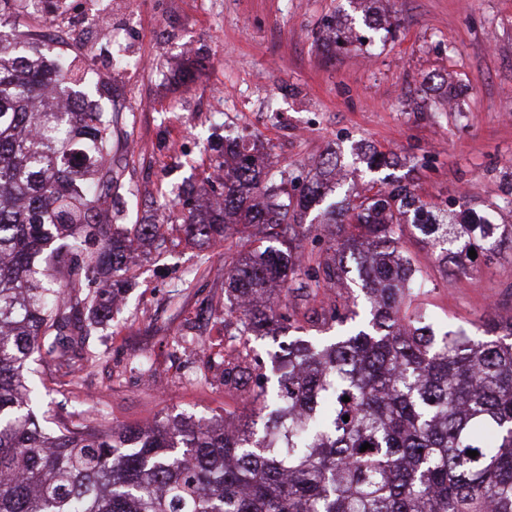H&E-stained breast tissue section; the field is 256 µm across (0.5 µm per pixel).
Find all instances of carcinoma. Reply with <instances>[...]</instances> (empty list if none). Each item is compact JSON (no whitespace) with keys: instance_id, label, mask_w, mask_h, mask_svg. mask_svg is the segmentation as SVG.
Here are the masks:
<instances>
[{"instance_id":"1","label":"carcinoma","mask_w":512,"mask_h":512,"mask_svg":"<svg viewBox=\"0 0 512 512\" xmlns=\"http://www.w3.org/2000/svg\"><path fill=\"white\" fill-rule=\"evenodd\" d=\"M50 0H0V18ZM72 62L54 68L23 29L0 37V512H512V317L480 315L476 331L435 327L413 306L428 279L403 248L406 227L458 274L512 259V226L439 221L407 184L371 196L350 187L325 206L351 227L305 253L312 206L336 188V157L307 191L270 155L230 144L221 204L186 225L206 243L241 223L248 247L224 266V313L240 349L218 363L251 422L190 416L149 432L86 429L71 415L47 427L30 381L43 358L70 373L112 316L127 255L156 224L112 223L93 189L112 193V113L84 93ZM73 112L39 105L48 92ZM370 171L395 167L364 152ZM66 251L67 264L46 260ZM354 281L363 312L333 304L310 320L324 336H291L295 307ZM279 348L267 374L251 337ZM349 397L344 402L342 398ZM349 420H343V417ZM371 448L361 451L362 445ZM476 451L474 458L467 451Z\"/></svg>"}]
</instances>
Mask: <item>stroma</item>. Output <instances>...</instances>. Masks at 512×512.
I'll use <instances>...</instances> for the list:
<instances>
[{
  "mask_svg": "<svg viewBox=\"0 0 512 512\" xmlns=\"http://www.w3.org/2000/svg\"><path fill=\"white\" fill-rule=\"evenodd\" d=\"M88 15L125 29L145 69L116 72L111 48L80 22ZM23 22L47 63L63 53L93 71L117 117L115 222L161 219L168 238L131 266L135 288L90 340L98 360L44 375L54 413L103 412L138 431L191 414L250 420L249 404L201 381L207 358L169 343L190 323L204 338L235 331L213 270L242 239L200 245L182 228L184 189L194 187L201 214L219 189L213 136L262 144L306 181L338 156L342 184L380 179L352 165V150L374 148L393 154L395 175L449 223L493 213L512 225V0H63ZM405 247L434 285L422 302L437 326L468 325L491 305L512 315V262L483 260L459 278L415 236Z\"/></svg>",
  "mask_w": 512,
  "mask_h": 512,
  "instance_id": "stroma-1",
  "label": "stroma"
}]
</instances>
